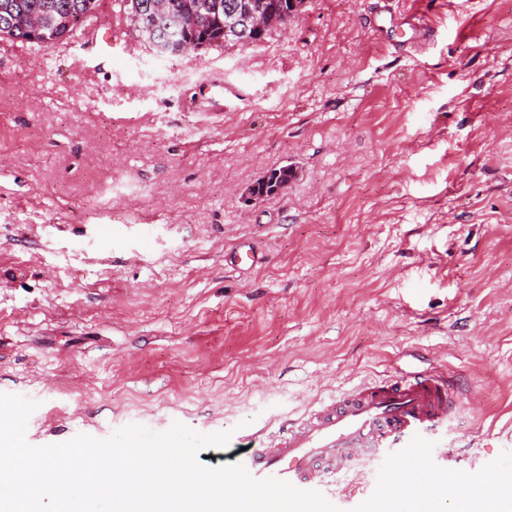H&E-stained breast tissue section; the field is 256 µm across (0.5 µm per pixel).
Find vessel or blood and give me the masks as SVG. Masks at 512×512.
Here are the masks:
<instances>
[{"instance_id": "1", "label": "vessel or blood", "mask_w": 512, "mask_h": 512, "mask_svg": "<svg viewBox=\"0 0 512 512\" xmlns=\"http://www.w3.org/2000/svg\"><path fill=\"white\" fill-rule=\"evenodd\" d=\"M460 401L446 371L361 382L278 427L240 435L233 462L252 477H275L301 490H321L325 472L350 469L367 454L387 453L405 465L426 460L423 435L447 424Z\"/></svg>"}]
</instances>
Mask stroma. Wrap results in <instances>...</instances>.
<instances>
[{
	"mask_svg": "<svg viewBox=\"0 0 512 512\" xmlns=\"http://www.w3.org/2000/svg\"><path fill=\"white\" fill-rule=\"evenodd\" d=\"M98 17L101 41L0 56V393L37 401L30 444L259 427L434 363L462 399L432 477L512 466V0H306L163 57ZM408 473L325 481L371 512Z\"/></svg>",
	"mask_w": 512,
	"mask_h": 512,
	"instance_id": "1",
	"label": "stroma"
}]
</instances>
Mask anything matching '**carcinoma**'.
I'll return each instance as SVG.
<instances>
[{
    "instance_id": "carcinoma-1",
    "label": "carcinoma",
    "mask_w": 512,
    "mask_h": 512,
    "mask_svg": "<svg viewBox=\"0 0 512 512\" xmlns=\"http://www.w3.org/2000/svg\"><path fill=\"white\" fill-rule=\"evenodd\" d=\"M102 0H0V7L6 5L13 13V22L4 20L0 11V37L11 42L29 43L31 45H51L77 34L100 8ZM153 0H121L125 11L135 24L148 20L147 10ZM243 0H162L165 10L184 14L188 17L199 12H208L207 4L219 7L212 21L201 26L191 27L183 37L198 41L209 47L224 43L251 44L244 34L224 32V16ZM268 12V27L271 31L284 25L282 15L288 10L289 0H261ZM37 20L41 29L36 37L27 31L29 23ZM288 182L287 168L273 169L268 173L266 184L259 185L260 190L270 196L277 193V188Z\"/></svg>"
}]
</instances>
